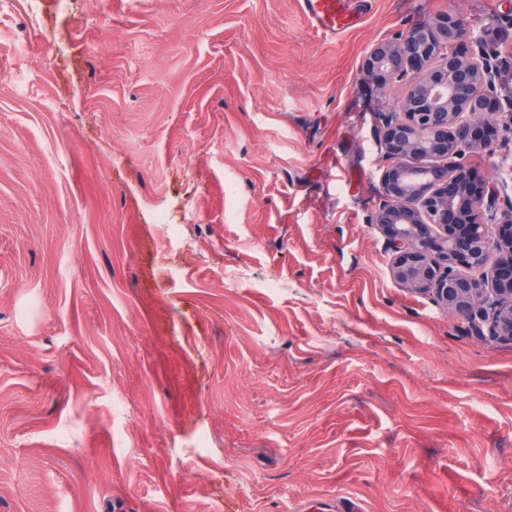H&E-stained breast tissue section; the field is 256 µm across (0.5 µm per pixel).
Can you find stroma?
Wrapping results in <instances>:
<instances>
[{
    "mask_svg": "<svg viewBox=\"0 0 512 512\" xmlns=\"http://www.w3.org/2000/svg\"><path fill=\"white\" fill-rule=\"evenodd\" d=\"M0 14V512H512V344L401 287L363 55L512 0ZM501 147L477 182L512 173ZM166 213L176 232L157 221ZM351 0H299L310 28L324 37L336 38L354 28L360 17L349 7Z\"/></svg>",
    "mask_w": 512,
    "mask_h": 512,
    "instance_id": "obj_1",
    "label": "stroma"
}]
</instances>
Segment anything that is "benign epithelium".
Segmentation results:
<instances>
[{
  "instance_id": "benign-epithelium-1",
  "label": "benign epithelium",
  "mask_w": 512,
  "mask_h": 512,
  "mask_svg": "<svg viewBox=\"0 0 512 512\" xmlns=\"http://www.w3.org/2000/svg\"><path fill=\"white\" fill-rule=\"evenodd\" d=\"M488 31L452 10L381 41L360 72L403 89L380 114V201L371 223L401 286L431 296L472 333L512 343V194L505 180L472 187L466 153L495 156L485 114L512 110Z\"/></svg>"
}]
</instances>
